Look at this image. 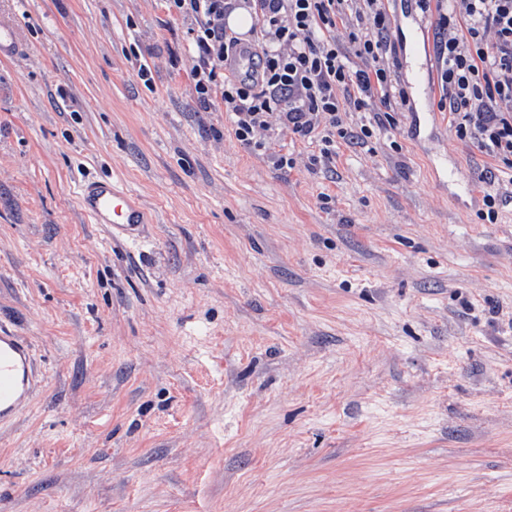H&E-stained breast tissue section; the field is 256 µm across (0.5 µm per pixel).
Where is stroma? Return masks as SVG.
Segmentation results:
<instances>
[{
    "label": "stroma",
    "instance_id": "stroma-1",
    "mask_svg": "<svg viewBox=\"0 0 512 512\" xmlns=\"http://www.w3.org/2000/svg\"><path fill=\"white\" fill-rule=\"evenodd\" d=\"M0 19V323L45 378L0 427V512H512V199L479 218L488 158L446 114L325 168L199 105L164 0ZM91 177L143 238L81 212ZM80 210L94 224H106L111 238L138 237L149 218L139 199L108 179H84L78 187Z\"/></svg>",
    "mask_w": 512,
    "mask_h": 512
}]
</instances>
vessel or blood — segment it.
<instances>
[{"label":"vessel or blood","mask_w":512,"mask_h":512,"mask_svg":"<svg viewBox=\"0 0 512 512\" xmlns=\"http://www.w3.org/2000/svg\"><path fill=\"white\" fill-rule=\"evenodd\" d=\"M417 99L430 94L429 62L413 53L404 57ZM80 210L93 223L106 225L111 238L138 237L149 218L139 199L108 179H87L78 187ZM43 382L31 342L0 324V426L12 423L31 403Z\"/></svg>","instance_id":"1"}]
</instances>
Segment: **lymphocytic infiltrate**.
I'll return each mask as SVG.
<instances>
[{"instance_id": "lymphocytic-infiltrate-1", "label": "lymphocytic infiltrate", "mask_w": 512, "mask_h": 512, "mask_svg": "<svg viewBox=\"0 0 512 512\" xmlns=\"http://www.w3.org/2000/svg\"><path fill=\"white\" fill-rule=\"evenodd\" d=\"M396 0H166L194 18L197 60L192 69L199 103L221 98L238 142L265 150L276 130L318 143L315 165L336 161L338 145L372 148L383 130L410 109L399 71L401 38ZM434 32L438 108L459 139L471 141L496 167L512 170V0H408ZM236 10L255 18L258 64L228 76L226 62L240 40L224 18ZM366 112L352 127L345 116Z\"/></svg>"}]
</instances>
